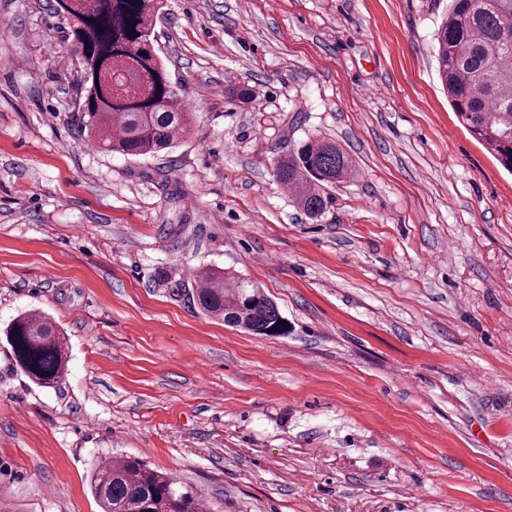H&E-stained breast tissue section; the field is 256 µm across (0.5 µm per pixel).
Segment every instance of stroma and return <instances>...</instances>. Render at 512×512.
Instances as JSON below:
<instances>
[{
    "instance_id": "stroma-1",
    "label": "stroma",
    "mask_w": 512,
    "mask_h": 512,
    "mask_svg": "<svg viewBox=\"0 0 512 512\" xmlns=\"http://www.w3.org/2000/svg\"><path fill=\"white\" fill-rule=\"evenodd\" d=\"M53 6L0 0V512H100L116 457L211 512H512V174L440 84L448 0H164L197 122L140 157L82 139ZM312 137L355 164L316 220L274 177ZM203 268L289 334L204 314ZM29 311L68 340L59 388L11 355Z\"/></svg>"
}]
</instances>
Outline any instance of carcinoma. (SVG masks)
<instances>
[{
    "mask_svg": "<svg viewBox=\"0 0 512 512\" xmlns=\"http://www.w3.org/2000/svg\"><path fill=\"white\" fill-rule=\"evenodd\" d=\"M73 18L79 57L80 130L99 148L157 156L191 131L177 87L157 56L154 29L163 0H55ZM438 75L459 120L512 172V0H448L435 34ZM353 163L333 141L314 139L277 159L276 180L316 218L325 189L351 176ZM194 302L206 315L255 336H286L288 320L256 285L207 269ZM14 360L35 384L54 388L65 374L67 345L55 325L27 312L6 331ZM91 491L101 512H209L200 492L131 458L99 462Z\"/></svg>",
    "mask_w": 512,
    "mask_h": 512,
    "instance_id": "1",
    "label": "carcinoma"
}]
</instances>
